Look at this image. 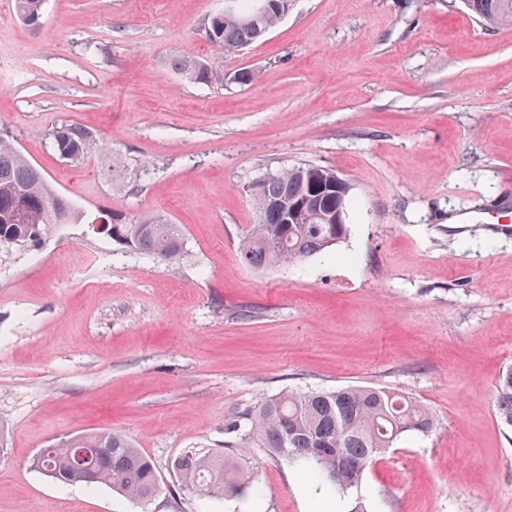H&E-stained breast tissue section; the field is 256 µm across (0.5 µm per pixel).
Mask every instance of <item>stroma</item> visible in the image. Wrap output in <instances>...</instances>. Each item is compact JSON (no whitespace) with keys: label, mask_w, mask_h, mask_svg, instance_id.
Instances as JSON below:
<instances>
[{"label":"stroma","mask_w":512,"mask_h":512,"mask_svg":"<svg viewBox=\"0 0 512 512\" xmlns=\"http://www.w3.org/2000/svg\"><path fill=\"white\" fill-rule=\"evenodd\" d=\"M226 0H44L35 30L0 0V134L83 218L0 249V512H512V27L460 0H291L262 40L205 26ZM190 53L223 72L186 81ZM247 70L255 79L237 84ZM96 146L77 162L51 134ZM351 186L348 233L290 266L244 262L247 189L297 163ZM112 211L183 225L172 264L96 233ZM462 212L493 223H452ZM369 386L421 402L402 437L341 491L251 447L260 495L203 503L171 472L223 451L284 390ZM112 429L153 462L150 500L62 486L40 449ZM172 66L187 80L202 85L224 81V77L212 70L202 59L183 54L172 60ZM54 150L64 158L80 161L92 148L94 142L91 132L76 123H64L56 127L52 134ZM494 406L499 421L512 428V367L503 371L499 377Z\"/></svg>","instance_id":"stroma-1"}]
</instances>
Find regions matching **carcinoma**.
<instances>
[{"label": "carcinoma", "instance_id": "1", "mask_svg": "<svg viewBox=\"0 0 512 512\" xmlns=\"http://www.w3.org/2000/svg\"><path fill=\"white\" fill-rule=\"evenodd\" d=\"M44 0H14L28 26H42ZM235 5L211 16L207 26L214 43L239 49L261 39L286 15L288 0H262L266 5L258 27L242 23L241 14L257 0ZM484 26L512 24V0H461ZM172 66L187 80L202 85L224 77L202 59L183 54ZM61 156L81 160L92 148L91 132L64 123L52 134ZM258 222L242 241L245 261L255 267L299 263L321 254L347 234L350 185L338 181L335 170L299 164L275 171L249 189ZM79 219L70 200L54 190L45 176L0 135V247H28L56 224ZM99 232L127 246L172 263L184 255V232L164 214L154 213L134 223L115 213L96 217ZM495 414L512 428V367L497 383ZM249 430L238 447L257 445L270 454L298 463L317 479L346 490L358 484L381 450L403 435L427 433L434 427L431 413L414 398L374 387L347 386L333 391H286L259 404L247 417ZM33 465L54 472L61 485L106 484L130 499L146 501L159 488L152 462L124 435L115 431L79 434L43 449ZM171 470L180 490L199 500L221 501L259 490L258 474L239 458L206 448H187Z\"/></svg>", "mask_w": 512, "mask_h": 512}]
</instances>
